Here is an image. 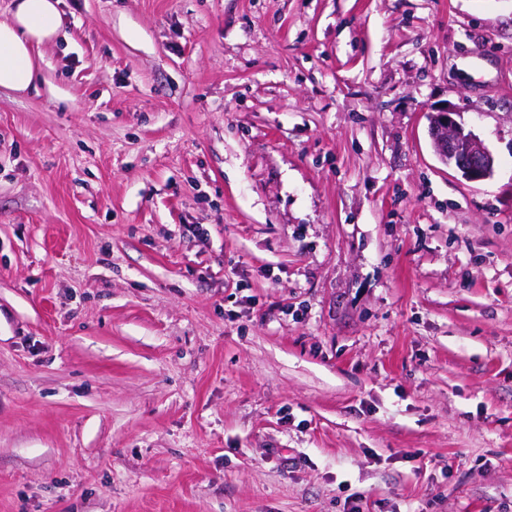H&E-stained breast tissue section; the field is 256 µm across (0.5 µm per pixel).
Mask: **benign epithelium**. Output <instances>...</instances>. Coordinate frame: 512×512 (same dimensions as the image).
Returning a JSON list of instances; mask_svg holds the SVG:
<instances>
[{"label":"benign epithelium","mask_w":512,"mask_h":512,"mask_svg":"<svg viewBox=\"0 0 512 512\" xmlns=\"http://www.w3.org/2000/svg\"><path fill=\"white\" fill-rule=\"evenodd\" d=\"M430 134L440 159L454 165L465 179L478 182L493 174L490 151L475 135L464 132L446 110L431 115Z\"/></svg>","instance_id":"1"}]
</instances>
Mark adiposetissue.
<instances>
[{
  "instance_id": "obj_1",
  "label": "adipose tissue",
  "mask_w": 512,
  "mask_h": 512,
  "mask_svg": "<svg viewBox=\"0 0 512 512\" xmlns=\"http://www.w3.org/2000/svg\"><path fill=\"white\" fill-rule=\"evenodd\" d=\"M59 0H14L0 21V89L26 92L35 77L33 49L54 40L61 26Z\"/></svg>"
}]
</instances>
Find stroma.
Masks as SVG:
<instances>
[{"label":"stroma","mask_w":512,"mask_h":512,"mask_svg":"<svg viewBox=\"0 0 512 512\" xmlns=\"http://www.w3.org/2000/svg\"><path fill=\"white\" fill-rule=\"evenodd\" d=\"M59 9L0 91V512H512V0ZM430 134L440 159L453 164L466 180L478 182L493 174L490 151L475 135L465 133L445 109L431 115Z\"/></svg>","instance_id":"1"}]
</instances>
